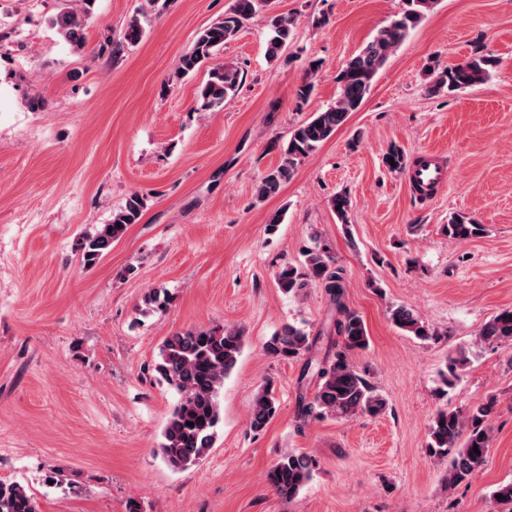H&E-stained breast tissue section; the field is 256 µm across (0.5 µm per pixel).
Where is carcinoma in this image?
Here are the masks:
<instances>
[{
	"instance_id": "obj_1",
	"label": "carcinoma",
	"mask_w": 512,
	"mask_h": 512,
	"mask_svg": "<svg viewBox=\"0 0 512 512\" xmlns=\"http://www.w3.org/2000/svg\"><path fill=\"white\" fill-rule=\"evenodd\" d=\"M269 0H233L224 18L202 28L192 49L179 60L176 77L187 76L213 57L224 43L233 40L246 22L257 16ZM80 11L70 7L60 9L51 25L74 48L85 47V20L91 4L82 0ZM437 0H405L404 9L382 26L373 38L349 58L336 76L338 93L332 105L295 126L288 143L282 149L279 163L268 170L256 188V196L265 201L280 194L295 174L300 162L316 152L336 133L348 117L362 106L378 71L393 52L407 39L429 13ZM293 21L285 15L270 20L271 37L267 55L274 59L288 44ZM496 60L489 55H474L452 66L430 70L429 90L433 93L456 92L489 79ZM239 70L232 63H217L210 67L208 79L199 88L201 108L224 106L238 89ZM384 163L393 172L401 173L407 165L403 148L392 145L384 155ZM340 223L349 224L351 202L340 193L332 201ZM146 207L144 195L134 192L113 214L112 221L102 224L79 241L83 266H95L121 239L128 227L139 223ZM448 237L470 239L485 233V227L474 220L454 215L445 225ZM300 265L287 264L277 275L279 288L299 295L312 285L324 289L333 312L329 324L312 333L291 323L283 325L265 344L272 357L295 358L313 351L323 337L334 336L336 343L326 348L316 363V390L313 397H299L297 419H347L382 414L387 407L380 393L351 363L350 354L364 350L369 336L362 317L345 301L343 269L336 265L331 248L317 244L303 251ZM390 320L399 330L420 341H429L434 334L414 311L405 306L390 309ZM477 339L484 344H512V309H504L480 329ZM244 347L243 334L236 327L192 328L168 336L159 349L153 371L178 396L163 431L159 448L163 460L174 469L194 465L206 458L214 446L222 420L220 393L224 380L234 371ZM467 361L460 350L448 357L445 385L458 379L457 370ZM498 409V399L489 395L483 402L464 411L446 408L436 412L429 426L427 448L445 463L443 477L448 491L469 483L476 471L488 460L492 444V421ZM279 403L271 381L257 391L249 417V429L257 434L276 417ZM478 451H473V446ZM315 462L305 454L288 453L271 467L267 480L284 501H295L311 481ZM495 502L512 512V481L499 485L493 492ZM0 512H40L36 498L17 481L0 480Z\"/></svg>"
}]
</instances>
